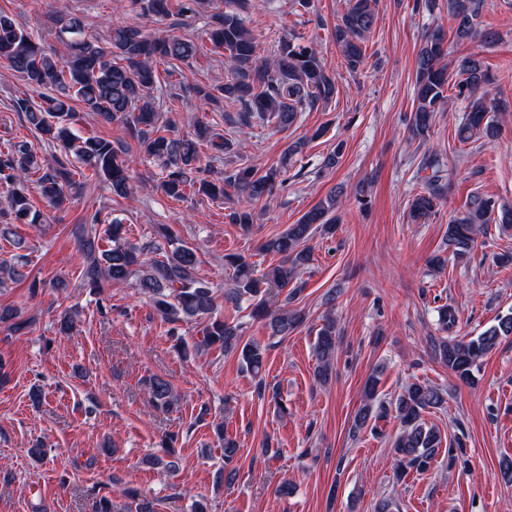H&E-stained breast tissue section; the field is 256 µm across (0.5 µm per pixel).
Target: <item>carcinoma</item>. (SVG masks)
<instances>
[{
	"label": "carcinoma",
	"instance_id": "cac0c4a2",
	"mask_svg": "<svg viewBox=\"0 0 512 512\" xmlns=\"http://www.w3.org/2000/svg\"><path fill=\"white\" fill-rule=\"evenodd\" d=\"M173 0H129L132 8L149 17L166 18L172 14ZM250 0H230L224 12L212 18L208 40L217 52H224L230 76L219 88L194 86L191 91L210 102L236 107L239 125L249 128L251 119L259 116L281 130L292 127L301 112L327 103L336 95V76L317 55L316 50L299 37H280L273 54L258 55L256 38L249 29L244 13ZM448 17L454 23L460 41L480 38L487 44L498 41L495 32L480 27L482 0H448ZM375 21V0H347L346 8L334 29L336 44L341 48L347 69L356 73L365 62V42ZM69 36L68 55L59 57L56 50L44 45L13 18L0 12V60L18 73L38 94L13 100L15 111L40 134L48 147L60 152L63 159L51 164L26 142L11 144L0 150V187L6 191V204L16 224H41L42 214L33 209L27 182L35 180L41 197L49 207H61L67 194L76 188L71 166L88 170L107 184L112 194L126 198L133 193L129 149L114 147L112 142L96 136H81L73 131L75 113L71 102H81L87 111L105 122L122 121L139 153L156 164L163 177L161 190L180 199L187 191L210 199L236 197L239 207L229 214L230 221L244 228L254 223L256 205L268 199L276 186L286 182L282 169L269 167L262 171L254 166L234 169L219 180L200 177L202 155L200 146L209 144L214 150L231 155L234 142L215 128L201 122L186 135H172L168 125L160 121L154 90V65L160 61H185L198 52L197 44L186 37L169 35L154 38L138 26H115L108 45L84 34V23L77 15L62 19L58 37ZM445 35L440 30L428 34L421 46L413 87L414 109L408 118L412 135L424 138L430 131L434 113L448 103V84H453L457 97L467 102V115L457 130V138L467 142L479 135L489 140L498 138L502 124L491 114L506 110L491 97V78L482 60L466 57L458 65L455 81H450L448 67L442 64L446 54ZM421 191L410 203V218L419 224L427 221L448 191L445 165L436 154L420 160ZM340 200L331 191L318 205L305 212L297 223L262 245L267 253L280 256L281 262L256 275L245 257L228 253L224 263L233 269V287L228 300L238 304L254 300L251 317L264 321L269 336L284 339L304 321V312L281 309L270 312L265 296L288 288L298 271L312 261L308 242L315 236H328L336 231V210ZM512 224V206L493 197L474 195L465 211L448 221L447 245L453 259L468 258L477 234L489 224ZM165 244L150 241L136 246L124 240L123 224L101 212L94 213L79 241L83 257L80 287L100 295L112 284L131 283L148 297L163 320L176 325L205 319L202 338L194 343L196 350L219 346L224 353L237 355L242 368L253 376L261 375L268 346L254 340H243V327L214 316L215 296L210 283L197 276V250L182 241L168 227L160 228ZM110 246L102 248V239ZM25 255H16L17 264L0 263V284L5 278L19 279L23 274ZM512 335V312L469 340L456 336L431 339L435 359L463 382L472 380L477 367L499 343ZM336 351V322L328 318L314 343L318 362L317 374L324 377ZM148 392L154 407L169 409L177 397L171 384L161 378L149 380ZM363 405L355 426L366 425L372 409L384 413L392 406L403 430L395 441L394 451L401 465L418 472L427 470L442 442L440 433L422 421V413L443 406L441 390L430 384L409 383L393 401L378 397L377 378L371 376L363 387ZM218 438L224 447V469L217 482H232L236 469L232 463L239 448L237 442L224 434V425L217 426Z\"/></svg>",
	"mask_w": 512,
	"mask_h": 512
}]
</instances>
